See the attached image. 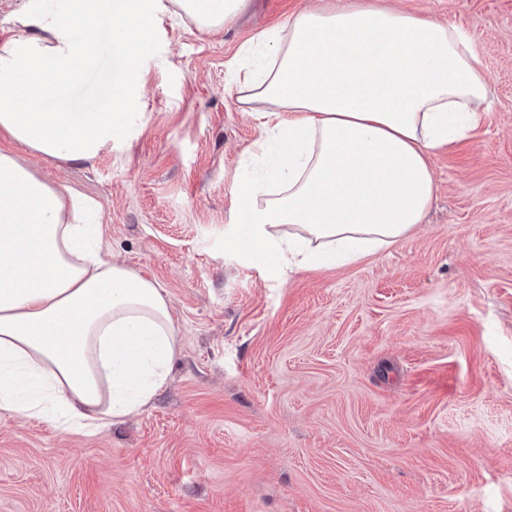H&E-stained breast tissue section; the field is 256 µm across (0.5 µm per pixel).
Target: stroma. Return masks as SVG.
Here are the masks:
<instances>
[{
  "mask_svg": "<svg viewBox=\"0 0 512 512\" xmlns=\"http://www.w3.org/2000/svg\"><path fill=\"white\" fill-rule=\"evenodd\" d=\"M313 0L206 30L157 0L144 105L97 157L0 135L100 206L102 246L162 288L178 339L145 408L88 435L0 411V512H512V0H394L465 28L489 95L434 152L422 224L291 271L243 246L241 181L276 122L238 100L240 50ZM76 97L109 94L112 44Z\"/></svg>",
  "mask_w": 512,
  "mask_h": 512,
  "instance_id": "35a3bbf8",
  "label": "stroma"
}]
</instances>
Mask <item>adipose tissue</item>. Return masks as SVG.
<instances>
[{"label":"adipose tissue","mask_w":512,"mask_h":512,"mask_svg":"<svg viewBox=\"0 0 512 512\" xmlns=\"http://www.w3.org/2000/svg\"><path fill=\"white\" fill-rule=\"evenodd\" d=\"M149 0H22L0 41V130L65 162L95 158L142 106L133 61ZM203 29L247 0H174ZM112 36V93L74 105L73 86ZM240 100L287 113L269 129L274 179L233 191L256 250L288 227L286 265L350 263L408 235L429 206L438 148L466 138L488 83L461 26L388 0H317L242 50ZM90 205L0 150V410L97 432L148 406L178 346L153 281L101 255Z\"/></svg>","instance_id":"ef3b65f1"}]
</instances>
